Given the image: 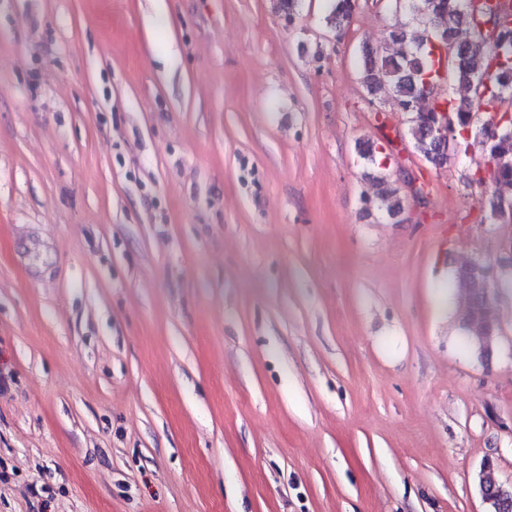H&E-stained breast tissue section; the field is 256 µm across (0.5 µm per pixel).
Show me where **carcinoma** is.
I'll list each match as a JSON object with an SVG mask.
<instances>
[{"mask_svg":"<svg viewBox=\"0 0 512 512\" xmlns=\"http://www.w3.org/2000/svg\"><path fill=\"white\" fill-rule=\"evenodd\" d=\"M469 0H406L412 22L420 28L417 35L405 31L391 34L398 48L393 53L367 50L362 55L360 79L368 93L373 94L387 86L394 101L406 109L411 102L424 97V80L436 79V54L424 33L448 39L453 48L454 67L449 79L451 94L441 105L448 113L450 137L444 146L453 153L465 152L471 142L481 144L489 157V183L497 187L486 203L491 223L497 224V205L503 200L512 201V122L502 125L493 134L478 132L474 118L482 113L491 119L499 113L500 95H512V64L500 67L492 78V90L481 96L476 81L488 70L492 60L512 57V27L503 28L506 37L483 38L476 35L465 20ZM356 0H329L326 22L337 29L347 24L353 16ZM438 103L420 113H407L409 134L415 151L425 160H431L439 142L430 127V120L439 111ZM378 207L392 212L397 206V188L385 177L378 178L375 196ZM455 277L469 280L472 287L465 290L460 313L461 328L472 336L471 345L482 357L489 354L490 337L498 335L500 326L495 306L485 299L484 287L476 281L472 266L459 268Z\"/></svg>","mask_w":512,"mask_h":512,"instance_id":"1","label":"carcinoma"}]
</instances>
